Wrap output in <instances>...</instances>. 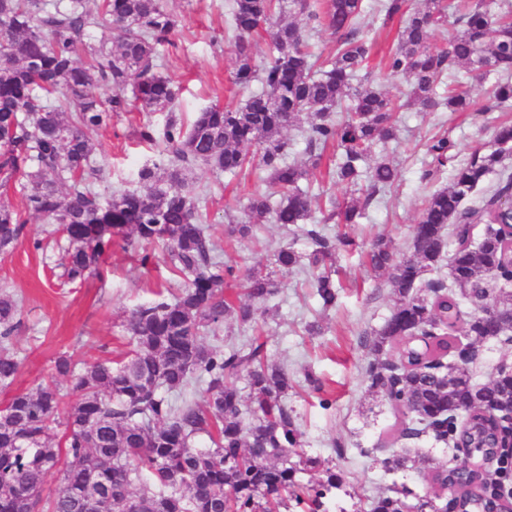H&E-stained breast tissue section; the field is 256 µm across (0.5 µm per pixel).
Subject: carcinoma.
<instances>
[{
	"instance_id": "carcinoma-1",
	"label": "carcinoma",
	"mask_w": 512,
	"mask_h": 512,
	"mask_svg": "<svg viewBox=\"0 0 512 512\" xmlns=\"http://www.w3.org/2000/svg\"><path fill=\"white\" fill-rule=\"evenodd\" d=\"M408 10L407 0H382L384 23L401 29L388 69L403 76L412 105L422 112L448 108L466 112L472 101L465 85L471 76L495 73L490 112L512 100V18L497 16L487 0H425ZM362 0H325L323 10L307 0H234L231 41L234 83L258 81L262 89L236 108L210 106L184 125L176 115L172 81L158 71L157 46L170 42L177 26L163 0H0V181L22 174L21 208L0 205V252L13 248L22 233V214L56 224L66 236L65 276L75 282L99 273L102 257L118 242L166 247L173 271L182 279L178 293L135 308L128 332L135 349L127 361L96 362L75 370L71 358L55 361L56 375L78 394L72 405L51 384L13 395L0 408V512H271L267 504L292 493L296 504L319 506L336 475L326 470L317 485H301L296 474L317 460L291 449L301 446L293 409L288 407V374L267 361L253 337L220 350L208 335L228 317L248 324L267 313L274 294L271 273L255 268L236 279L243 300L224 288L234 269L213 260V243L200 197L185 190L189 172L205 165L236 174L266 171L270 191L250 197L246 220L225 232L246 235L256 224H305L314 195L302 185L318 168L324 148L342 150L336 181L367 182L361 205L332 210L325 218L355 223L380 190L395 183L397 168L383 155L364 168L375 147L397 134L396 112L406 103L382 88L359 83L370 47L356 35ZM461 30L447 43L431 45L435 28ZM103 24L120 32L117 45L86 38ZM325 26L338 36L335 52L315 54L308 32ZM266 30L271 58L257 61L253 39ZM110 86L101 100L94 89ZM136 102L149 112L168 113L162 138L147 125L142 140L159 148L161 159L142 169L146 190L123 188L105 196L94 185L93 135L112 113ZM345 117L336 120L335 114ZM306 117V151L288 159L284 132ZM453 144L431 142V180L448 162ZM512 154V126H502L494 143L476 149L455 169L448 186L425 201L413 234V251L396 260L377 239L368 254L373 271L389 272L397 302L366 343L368 391H382L408 421L407 430L436 443L492 447L497 420L483 410L512 402V373L499 371L482 385L471 364L488 335L479 313L464 310L467 295L478 293L494 274L512 284V209L506 185L479 207L468 197L495 167ZM475 224L482 225L472 236ZM313 248L292 247L273 254V264L313 272L312 286L322 308L336 305L331 267L348 238L332 240L317 227L303 229ZM454 245L452 283L426 281ZM494 308L512 313V291L490 294ZM19 302L0 292V384L11 383L20 366L12 332ZM467 343L458 348V337ZM207 383L203 403L190 395L192 381ZM243 379L247 392L236 381ZM181 397L176 404L170 394ZM65 425L58 434L56 427ZM207 436L211 446L198 448ZM408 455L394 450L379 460L388 474L407 468ZM61 489L43 496L52 470ZM412 491L392 483L370 503V512H439L431 502H408Z\"/></svg>"
}]
</instances>
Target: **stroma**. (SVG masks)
<instances>
[{"instance_id":"stroma-1","label":"stroma","mask_w":512,"mask_h":512,"mask_svg":"<svg viewBox=\"0 0 512 512\" xmlns=\"http://www.w3.org/2000/svg\"><path fill=\"white\" fill-rule=\"evenodd\" d=\"M165 3L178 26L170 43L159 46L158 63L179 90L178 116L188 122L205 107L242 105L251 91L233 83L235 64L228 36L231 0ZM377 6V0H363L358 35L371 41L373 49L362 74L367 83L401 97L407 85L385 65L397 46L399 24L384 23ZM496 81V75L489 74L473 84V104L466 112H421L413 107L399 112L397 137L384 147L385 155L398 167V179L377 194L358 223L321 221L331 204H345L355 195L353 188L336 183L328 174L339 154L337 145H328L321 166L308 178L319 196L313 222L321 223L328 237L345 235L352 241L351 247L336 256V305L322 310L310 287L309 270L275 272L277 293L271 302L277 311L266 317L264 330L269 362L287 372L293 383L288 405L302 433L303 452L320 457L341 483L340 490L324 498L319 512H368L371 498L391 481L380 465L390 451L425 453L440 463L451 455L428 438H402L401 415L385 396L367 390L364 341L396 303L387 275L370 269L367 254L381 236L398 256L410 254L413 227L425 199L448 183L444 177L432 182L421 179L428 162L426 149L435 137L448 136L463 159L474 149L490 146L496 127L512 124V107L487 109ZM146 124L162 131L164 113L135 105L113 115L100 131L95 139L96 162L102 167L99 189L136 186L139 170L155 162V150L140 143L137 136ZM192 182L206 198L204 214L211 226L214 256L237 274L269 264L273 253L289 244L297 251H310L305 237L276 224L257 227L246 238L225 236L229 217L243 216L250 196L267 192L265 174L248 171L234 177L201 166L195 169ZM37 239L42 240V249H34ZM137 252L134 245L114 246L101 274L66 284L58 265L61 245L50 236L48 224L29 217L18 244L0 252V289L20 301V324L13 342L21 359L12 384L0 386V406L49 378L61 354L71 355L84 366L117 361L132 350L127 330L130 312L154 300L157 292L177 288L163 251H156L154 262L147 266L140 264ZM315 320L322 324V334L307 335L306 324ZM309 372L321 379V391L307 385Z\"/></svg>"}]
</instances>
